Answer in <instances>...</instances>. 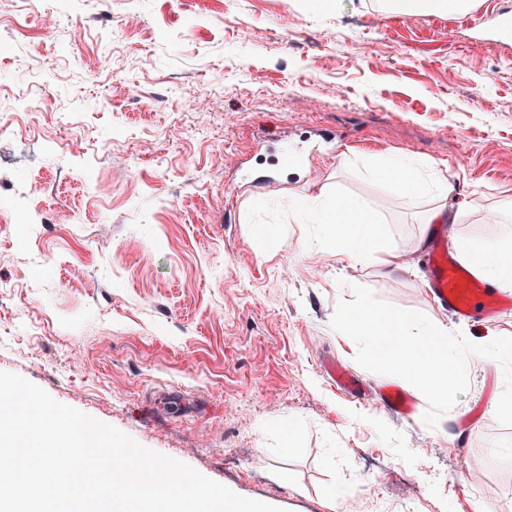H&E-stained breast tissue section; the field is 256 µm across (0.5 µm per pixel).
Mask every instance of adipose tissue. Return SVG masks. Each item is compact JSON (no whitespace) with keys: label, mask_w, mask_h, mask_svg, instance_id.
<instances>
[{"label":"adipose tissue","mask_w":512,"mask_h":512,"mask_svg":"<svg viewBox=\"0 0 512 512\" xmlns=\"http://www.w3.org/2000/svg\"><path fill=\"white\" fill-rule=\"evenodd\" d=\"M374 174L388 192L405 197H431L435 205L427 211L425 223L444 224L459 219V212L448 208L452 188L433 167L406 159L388 158L375 168ZM290 210L304 223L321 225L325 230V246L336 254L384 265L393 264L395 255L381 246L380 226L371 208L338 196L318 194L293 202ZM458 254L472 272L494 282L512 283V240L482 245L463 244L459 246Z\"/></svg>","instance_id":"ef3b65f1"}]
</instances>
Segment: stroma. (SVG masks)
Masks as SVG:
<instances>
[{"instance_id":"1","label":"stroma","mask_w":512,"mask_h":512,"mask_svg":"<svg viewBox=\"0 0 512 512\" xmlns=\"http://www.w3.org/2000/svg\"><path fill=\"white\" fill-rule=\"evenodd\" d=\"M509 8L477 0L472 28L380 0H37L0 50V113L40 102L0 130V371L285 512H506L498 362L472 359L434 429L424 395L404 418L323 365L407 387L332 325L357 285L466 337H512V317L431 303L430 203L382 195L368 171L437 168L470 202L449 246L512 236V43L487 32ZM44 180L54 195H32ZM319 192L378 207L397 267L336 256L297 223L290 201ZM41 208L51 225L23 220ZM256 224L276 227L263 256ZM331 372L340 390L353 396L367 395V391L371 386L364 380L342 371H336V366L331 367Z\"/></svg>"}]
</instances>
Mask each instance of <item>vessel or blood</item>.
<instances>
[{"label":"vessel or blood","mask_w":512,"mask_h":512,"mask_svg":"<svg viewBox=\"0 0 512 512\" xmlns=\"http://www.w3.org/2000/svg\"><path fill=\"white\" fill-rule=\"evenodd\" d=\"M427 265L430 297L453 317L498 320L512 314V290L474 276L442 238L432 240Z\"/></svg>","instance_id":"1"}]
</instances>
